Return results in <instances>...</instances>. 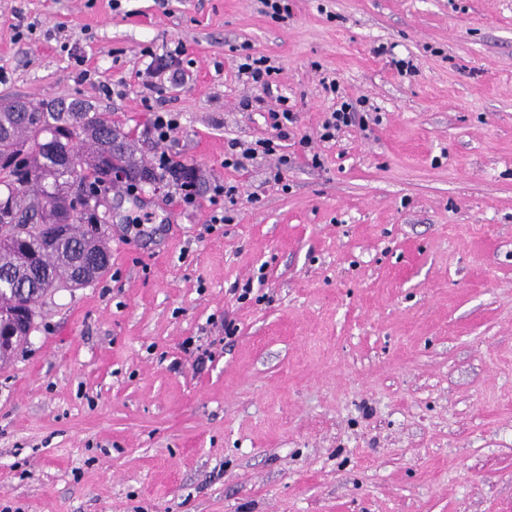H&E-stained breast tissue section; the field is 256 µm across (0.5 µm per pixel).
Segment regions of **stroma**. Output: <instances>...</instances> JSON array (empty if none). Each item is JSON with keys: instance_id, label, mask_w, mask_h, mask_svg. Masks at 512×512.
<instances>
[{"instance_id": "1", "label": "stroma", "mask_w": 512, "mask_h": 512, "mask_svg": "<svg viewBox=\"0 0 512 512\" xmlns=\"http://www.w3.org/2000/svg\"><path fill=\"white\" fill-rule=\"evenodd\" d=\"M179 44L182 79L146 91ZM247 53L279 72L245 110ZM146 95L180 126L145 157L194 165L196 201L106 191L108 270L0 364V512H512V0H0V102L138 137ZM281 96L284 190L224 165ZM360 98L380 124L321 141ZM217 182L240 196L213 226ZM183 52L182 46L179 45L162 54H157L154 51L148 52L151 61L141 74L146 85L154 87L157 85V81L161 82L165 78L174 83L178 82L183 75L182 59L180 58Z\"/></svg>"}]
</instances>
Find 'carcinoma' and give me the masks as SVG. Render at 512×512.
Here are the masks:
<instances>
[{
  "label": "carcinoma",
  "mask_w": 512,
  "mask_h": 512,
  "mask_svg": "<svg viewBox=\"0 0 512 512\" xmlns=\"http://www.w3.org/2000/svg\"><path fill=\"white\" fill-rule=\"evenodd\" d=\"M118 172L165 181L108 112H66L60 100L0 106V331L12 332L18 296L34 311L52 289L79 283L86 256L108 257L102 220L74 210L72 186Z\"/></svg>",
  "instance_id": "obj_1"
}]
</instances>
